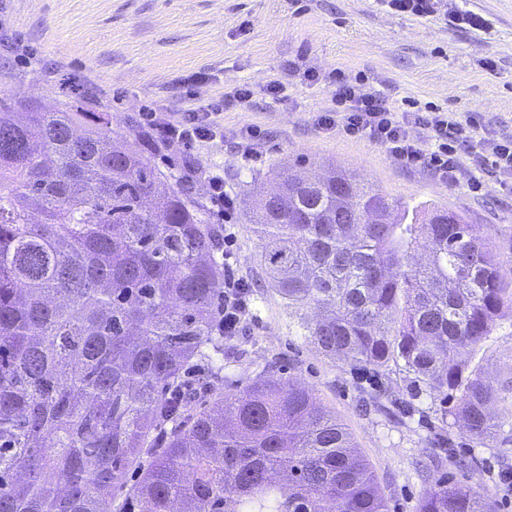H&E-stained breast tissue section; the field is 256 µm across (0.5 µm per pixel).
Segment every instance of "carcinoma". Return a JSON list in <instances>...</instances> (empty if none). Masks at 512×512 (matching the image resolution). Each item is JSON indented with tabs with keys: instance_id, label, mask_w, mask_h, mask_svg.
Returning a JSON list of instances; mask_svg holds the SVG:
<instances>
[{
	"instance_id": "1",
	"label": "carcinoma",
	"mask_w": 512,
	"mask_h": 512,
	"mask_svg": "<svg viewBox=\"0 0 512 512\" xmlns=\"http://www.w3.org/2000/svg\"><path fill=\"white\" fill-rule=\"evenodd\" d=\"M77 117L0 104V512H388L350 433L289 380L192 408L190 377L224 370L217 227L106 118L71 137ZM277 178L288 205L261 201L253 228L289 323L353 368L459 394L442 416L493 438L502 394L471 354L512 290L490 242L345 170ZM419 512L492 509L445 479Z\"/></svg>"
}]
</instances>
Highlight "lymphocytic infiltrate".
<instances>
[{
  "mask_svg": "<svg viewBox=\"0 0 512 512\" xmlns=\"http://www.w3.org/2000/svg\"><path fill=\"white\" fill-rule=\"evenodd\" d=\"M334 100L335 109L317 118L322 129L342 126L351 136L383 146L406 166L427 168L438 180L451 185L463 181L476 192L490 174L512 192V136L477 134L451 113L433 108L393 111L380 92L363 91L357 84L339 86ZM146 119L148 128L168 145L198 149L224 137V127L215 113L200 109L176 119L165 112H150ZM421 128L429 131L428 142L420 141L417 131ZM247 288L232 263H225L224 299L217 307V321L225 330L235 329L244 318Z\"/></svg>",
  "mask_w": 512,
  "mask_h": 512,
  "instance_id": "f902f5d3",
  "label": "lymphocytic infiltrate"
}]
</instances>
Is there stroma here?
Wrapping results in <instances>:
<instances>
[{
	"label": "stroma",
	"instance_id": "stroma-1",
	"mask_svg": "<svg viewBox=\"0 0 512 512\" xmlns=\"http://www.w3.org/2000/svg\"><path fill=\"white\" fill-rule=\"evenodd\" d=\"M480 18L471 28L463 15ZM0 30L21 46L0 48V98L46 111L106 114L113 135L146 145L143 113L205 108L224 124L223 141L200 150L147 153L182 176L186 160L224 169L235 207L229 251L251 284L246 329L224 344V370L201 397L234 393L258 375L304 387L351 433L389 512H418L430 488L455 480L512 512V427L479 445L454 420H442L439 395L416 392L395 369L354 370L288 330V311L262 282V240L249 219L257 197L277 190L276 173L338 167L398 203L432 204L463 215L497 250L512 289V194L495 177L480 194L410 169L384 148L321 129L332 109L333 74L384 93L398 112L431 106L472 121L479 132L512 135V0H446L429 18L392 12L384 0H0ZM285 85L273 98L272 83ZM249 86L240 104L235 93ZM255 134L257 161L236 146ZM493 386L512 377V312L472 356Z\"/></svg>",
	"mask_w": 512,
	"mask_h": 512
}]
</instances>
